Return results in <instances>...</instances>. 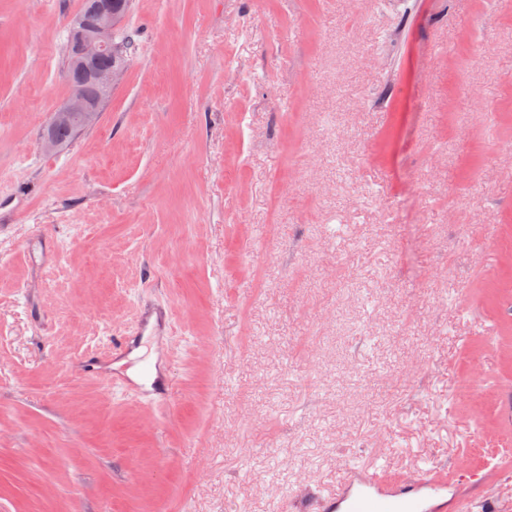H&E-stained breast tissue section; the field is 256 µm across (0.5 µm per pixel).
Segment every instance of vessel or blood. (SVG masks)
I'll use <instances>...</instances> for the list:
<instances>
[{
	"mask_svg": "<svg viewBox=\"0 0 512 512\" xmlns=\"http://www.w3.org/2000/svg\"><path fill=\"white\" fill-rule=\"evenodd\" d=\"M175 319L169 311L141 306L135 335L169 336ZM119 390L151 404L168 401L170 383L142 367L137 378L114 377ZM502 475L499 471L475 469L465 457H457L452 468L424 463L418 469L389 476L383 468L348 466L340 488L311 497L305 512H502L496 491ZM480 487V495H471V487Z\"/></svg>",
	"mask_w": 512,
	"mask_h": 512,
	"instance_id": "1",
	"label": "vessel or blood"
}]
</instances>
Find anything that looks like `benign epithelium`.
<instances>
[{"instance_id": "7a95c632", "label": "benign epithelium", "mask_w": 512, "mask_h": 512, "mask_svg": "<svg viewBox=\"0 0 512 512\" xmlns=\"http://www.w3.org/2000/svg\"><path fill=\"white\" fill-rule=\"evenodd\" d=\"M124 12L114 0H89L86 11L75 19L67 42V61L75 76L64 106L51 123L64 121L70 125L87 127L95 120L99 109L85 95L83 85L91 83L98 89L99 100L112 94L116 81L126 70L129 58L117 50L116 30ZM112 55V63L99 65V60Z\"/></svg>"}]
</instances>
